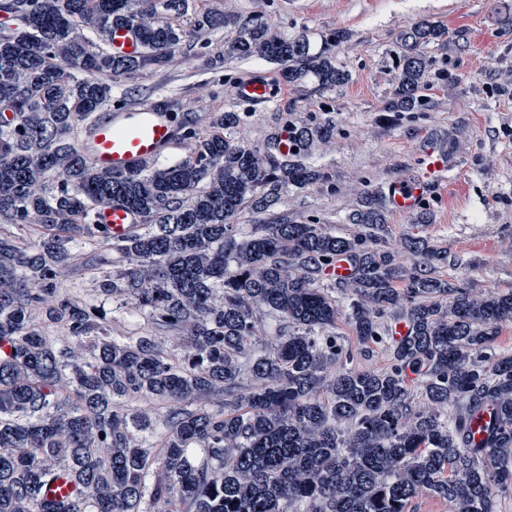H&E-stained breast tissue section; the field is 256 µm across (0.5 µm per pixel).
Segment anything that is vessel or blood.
<instances>
[{"label":"vessel or blood","mask_w":512,"mask_h":512,"mask_svg":"<svg viewBox=\"0 0 512 512\" xmlns=\"http://www.w3.org/2000/svg\"><path fill=\"white\" fill-rule=\"evenodd\" d=\"M113 54L132 55L139 42L126 27H113L108 35ZM237 101L264 107L272 98V90L260 76L238 83L233 91ZM180 137L174 114L157 104L114 110L88 124L82 134L81 147L99 167L128 171L158 160ZM447 170L446 162L430 159L421 174L388 182L383 194L388 209L398 215L418 211L425 201L441 190L440 178ZM99 223L115 241L126 239L139 223V216L123 203L114 201L98 211Z\"/></svg>","instance_id":"b4317fda"}]
</instances>
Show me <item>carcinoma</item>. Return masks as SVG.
Listing matches in <instances>:
<instances>
[{"instance_id": "cac0c4a2", "label": "carcinoma", "mask_w": 512, "mask_h": 512, "mask_svg": "<svg viewBox=\"0 0 512 512\" xmlns=\"http://www.w3.org/2000/svg\"><path fill=\"white\" fill-rule=\"evenodd\" d=\"M189 9L0 0L11 20L0 26V108L13 113L0 125V222L49 230L28 247L0 229V512H406L422 494L455 512H497L512 494V351L494 339L512 322V292L474 297L439 274L448 255L423 239L408 243L422 262L400 265L380 235V189L347 216L362 233L233 223L246 206L271 212L289 188L326 181L311 157L336 124L292 127L297 152L284 156L273 136L260 146L236 137L243 112L221 113L209 134L182 120L189 158L129 172L80 149L86 124L128 106L112 99V78L167 65L185 30L163 15ZM223 23L196 13L192 27ZM115 25L134 32L138 55L101 46ZM447 37L427 19L408 33L418 45ZM351 39L339 28L314 50L256 22L224 53L275 61L290 84L332 88L351 80L336 61ZM430 67L422 53L400 60L389 111L430 106ZM114 200L141 218L123 242L95 223ZM87 242L103 250L99 264L112 250L124 267L82 302L57 281ZM338 255L355 266L340 287L323 277ZM130 305L147 327L114 334L111 314ZM341 315L389 349L385 369L348 366ZM399 318L411 334L395 342L389 322ZM485 404L495 408L491 440L474 447ZM63 468L77 493L45 499Z\"/></svg>"}]
</instances>
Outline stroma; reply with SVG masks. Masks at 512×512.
I'll return each instance as SVG.
<instances>
[{"mask_svg":"<svg viewBox=\"0 0 512 512\" xmlns=\"http://www.w3.org/2000/svg\"><path fill=\"white\" fill-rule=\"evenodd\" d=\"M198 11L228 15L223 27L183 43L162 71L115 83L112 94L141 105L166 101L209 129L212 113L239 109L233 87L260 75L273 90L268 107L251 110L248 142L260 145L288 125L333 120L335 136L313 161L329 181L289 189L275 215L243 210L241 224H266L273 217L319 222L349 233L345 221L359 195L386 182L414 175L429 146L448 153L445 192L429 197V224L389 215L383 234L404 264L406 240L420 237L447 250L441 274L479 297L512 291V0H194ZM429 19L448 31L446 41L415 45L407 34ZM267 23L280 36L317 39L339 28L353 39L338 48L349 83L322 88L290 84L279 64L259 57H228L213 67L206 57L238 37L246 23ZM423 52L431 61L423 93L434 106L424 112L389 111L397 57Z\"/></svg>","mask_w":512,"mask_h":512,"instance_id":"1","label":"stroma"}]
</instances>
